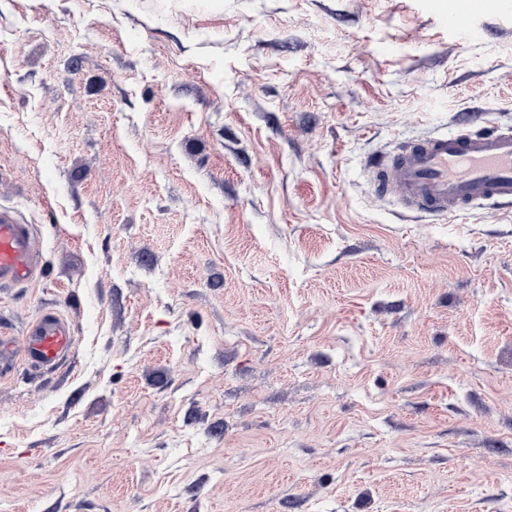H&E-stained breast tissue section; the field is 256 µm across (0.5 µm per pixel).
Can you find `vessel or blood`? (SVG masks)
Here are the masks:
<instances>
[{
  "instance_id": "obj_1",
  "label": "vessel or blood",
  "mask_w": 512,
  "mask_h": 512,
  "mask_svg": "<svg viewBox=\"0 0 512 512\" xmlns=\"http://www.w3.org/2000/svg\"><path fill=\"white\" fill-rule=\"evenodd\" d=\"M481 7L482 0H458L442 20L467 35ZM368 176L378 196L433 216L464 214L487 201L512 203V130L464 127L410 139L377 160ZM38 269L32 225L0 207V285L28 283ZM73 342L69 323L47 313L28 326L23 345L29 362L52 368L68 357Z\"/></svg>"
}]
</instances>
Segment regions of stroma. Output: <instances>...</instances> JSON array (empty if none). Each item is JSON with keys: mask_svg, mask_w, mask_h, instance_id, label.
Segmentation results:
<instances>
[{"mask_svg": "<svg viewBox=\"0 0 512 512\" xmlns=\"http://www.w3.org/2000/svg\"><path fill=\"white\" fill-rule=\"evenodd\" d=\"M453 3L0 0V512H512V207L363 173L512 127V10ZM458 3L442 15V21L448 29L469 35L472 29V20L482 8L483 0H457ZM39 269V252L32 224L0 207V285H21L34 279ZM73 342L69 323L54 313H45L26 329L25 357L32 364L52 368L68 357Z\"/></svg>", "mask_w": 512, "mask_h": 512, "instance_id": "35a3bbf8", "label": "stroma"}]
</instances>
